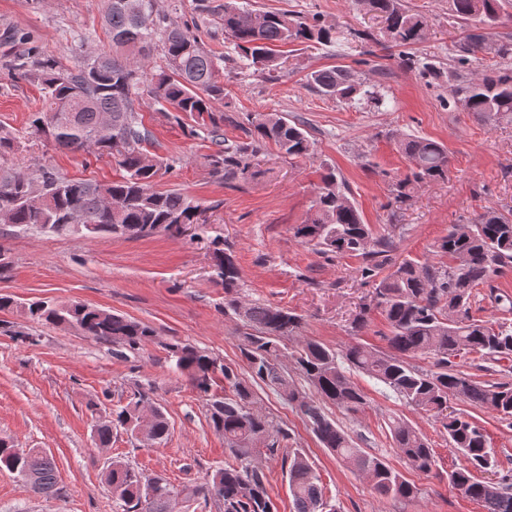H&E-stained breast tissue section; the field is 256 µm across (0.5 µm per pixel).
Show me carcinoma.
<instances>
[{
  "mask_svg": "<svg viewBox=\"0 0 512 512\" xmlns=\"http://www.w3.org/2000/svg\"><path fill=\"white\" fill-rule=\"evenodd\" d=\"M146 19L136 20L128 0H112L104 15V26L112 46L124 54H100L74 70H61L45 59L37 74L43 90L44 107L32 113L34 134L55 146L72 151L84 149L83 136L100 134L93 146L108 156L122 171L109 184L71 179L46 166L3 168L0 166V214L14 226L36 227L55 234L73 232L70 219L92 227V234H116L129 238L173 230V224L197 223L200 206L175 191H159L154 181L163 162H142L149 139L138 112L142 61L156 45L162 46L166 66L152 76L147 92L164 112H184L203 117L213 104L224 99L220 82L222 58L205 51L189 24H161L156 0H139ZM381 18L382 40L376 44L390 50H413L426 36L427 19L412 12L402 0H355ZM450 10L461 20L476 19L482 31H470L452 44L459 65L496 45L500 65L458 87L456 95L464 108L486 122L512 117V42L495 39L502 18V0H448ZM245 9L224 4L219 18L224 34L231 38L240 62L270 78L280 69L276 48L293 42L332 43L338 31L318 15L295 19L284 12L258 11L256 20L243 16ZM308 83L319 93L342 101L362 95L382 105L383 98L362 88L353 72L336 65L308 74ZM75 107L71 129L60 128L56 114L66 106ZM248 142L231 143L213 126L210 155L212 166L224 178L243 177L251 171L253 158L266 143L274 144L290 159L304 158L313 143L299 124L276 113L260 114L249 121ZM408 161L406 173L396 178L391 194L394 203L410 200L417 187L448 177L446 147L429 138L409 136L398 141ZM346 184L328 171L316 193L308 219L293 228L294 237L313 245L323 254L360 257L365 261L362 276L373 282L370 302L361 305L350 323L359 333L376 309L384 315L390 334L388 351L354 345L343 353L324 343L299 335L302 316L284 307L242 303L231 299L224 314L239 318L242 333L241 356L248 376L219 362L209 352L190 343L167 346L173 368L186 376L193 388L209 401L213 427L224 434V445L235 459L214 470L201 485L177 490L164 477L144 474L130 463L112 460L104 480L112 498L124 512H173L175 497H201L218 502L222 512H276L266 488V474L256 462L260 449L269 454L285 447L288 433L275 427L255 406L254 385L263 384L289 405L298 408L322 447L353 472L366 477L374 493L385 500H411L418 488L383 458L355 446L353 439L324 410L332 404L355 415L368 404L363 389L350 376L352 369L384 385L398 399L415 410L432 416L449 443L463 456L464 464L448 472V484L482 506L483 512H512V471H498L495 450L488 442L482 423L464 410H448V400L457 399L471 407L486 408L504 420H512V384L480 381L464 371L456 359L478 354L491 369H512V326L495 327L471 315L473 290L496 273L512 268V218L492 207L463 224H452L437 244V252L448 256L445 266L434 267L414 259L396 261L390 254L391 241L377 237L353 201ZM47 199L42 206L31 199ZM219 265L218 283L224 292L238 287L240 270L235 256L220 248L214 251ZM32 321L68 326L95 341L131 349L150 342L155 330L133 318L109 309L82 303L36 300L22 306ZM417 354L434 359V369L419 370L408 362ZM314 389L316 398L296 384L282 360ZM224 379V397L211 396L215 379ZM121 428L143 441H164L169 432L165 413L149 403L139 391L112 417L99 422L94 436L102 446ZM393 447L413 468L430 473L436 466L432 444L408 422L393 418L387 423ZM287 465L288 486L295 512H325L323 488L313 465L299 449L282 458ZM0 464L16 472L36 495H59L57 466L52 456L37 448H15L0 441Z\"/></svg>",
  "mask_w": 512,
  "mask_h": 512,
  "instance_id": "cac0c4a2",
  "label": "carcinoma"
}]
</instances>
